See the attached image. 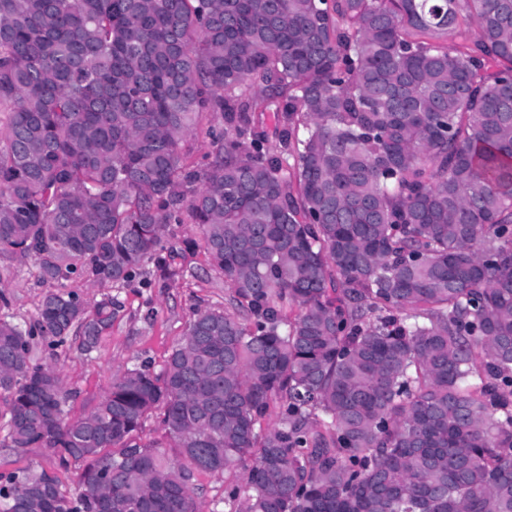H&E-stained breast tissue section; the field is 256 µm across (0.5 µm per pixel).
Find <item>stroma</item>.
<instances>
[{
  "mask_svg": "<svg viewBox=\"0 0 512 512\" xmlns=\"http://www.w3.org/2000/svg\"><path fill=\"white\" fill-rule=\"evenodd\" d=\"M170 230V247L161 252L159 262L149 264L146 282L100 284L84 274L68 281V289L77 292L87 305L107 298L118 303L112 325L96 350L82 352L80 338L73 332L56 351L55 361L71 392L67 403L70 416L90 412L109 387L113 373L145 361L161 370L172 347L182 341L194 308H223V280L210 269L202 248L185 246L187 240L197 238L196 227L174 224ZM50 289V284L39 279L32 260L0 253V318L32 324ZM25 469L57 473L69 493L79 489L78 469L58 470L46 449L0 447V472Z\"/></svg>",
  "mask_w": 512,
  "mask_h": 512,
  "instance_id": "obj_1",
  "label": "stroma"
}]
</instances>
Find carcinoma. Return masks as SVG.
Wrapping results in <instances>:
<instances>
[{"instance_id":"carcinoma-1","label":"carcinoma","mask_w":512,"mask_h":512,"mask_svg":"<svg viewBox=\"0 0 512 512\" xmlns=\"http://www.w3.org/2000/svg\"><path fill=\"white\" fill-rule=\"evenodd\" d=\"M2 103L0 248L56 288L0 320V444L82 473L1 472L0 512H203L247 455L244 512H512V0H0ZM170 224L224 309L68 417L36 337L96 349L114 303L66 282ZM211 127L217 133L224 130V120L220 116L214 119L211 117L204 119L182 145L188 161L194 165L205 164L214 150L213 137L209 135ZM250 464V458L247 457L244 465L240 466L236 472H226L223 474H202L197 475L194 484L198 488V496L204 502L206 508L204 512H211L213 503L216 500L224 499V488L227 485L243 486V472Z\"/></svg>"}]
</instances>
